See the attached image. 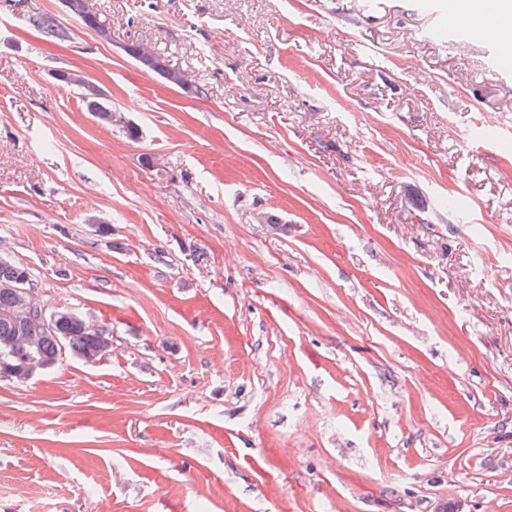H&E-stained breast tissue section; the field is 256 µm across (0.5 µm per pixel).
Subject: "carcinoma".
I'll return each instance as SVG.
<instances>
[{"label":"carcinoma","mask_w":512,"mask_h":512,"mask_svg":"<svg viewBox=\"0 0 512 512\" xmlns=\"http://www.w3.org/2000/svg\"><path fill=\"white\" fill-rule=\"evenodd\" d=\"M73 14L82 23L99 33L105 28L99 25L97 16L88 12L86 0H68ZM32 25L42 34L57 41L67 38L68 29L62 24H55L41 17L32 20ZM126 53L132 57L142 69L160 77L165 83L172 84V77L179 70L169 66L165 58L153 52L146 55V47L141 43H132L126 47ZM26 281V287L31 289L26 268L0 258V378H11L16 382L21 365L30 358L43 360L47 367L58 364L62 355L59 342H64L71 354L87 363L99 360L110 350V338L104 329H90L79 319V316L60 309L48 317L49 326H43L36 318L26 319V343L13 344L14 336L18 334L17 319L10 313L29 309L26 296L12 288L17 280Z\"/></svg>","instance_id":"carcinoma-1"}]
</instances>
